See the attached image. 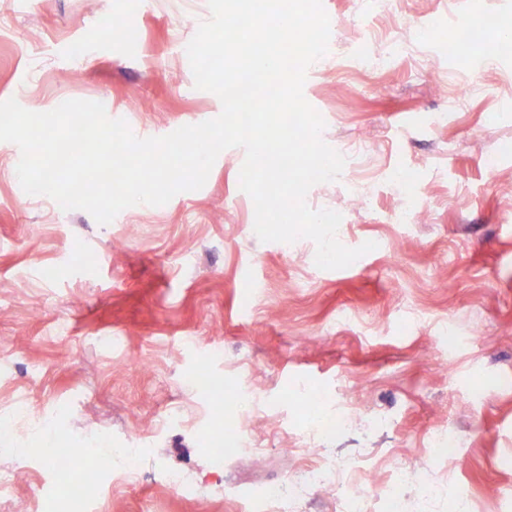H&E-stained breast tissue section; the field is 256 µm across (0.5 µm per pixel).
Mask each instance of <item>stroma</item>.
I'll use <instances>...</instances> for the list:
<instances>
[{
	"mask_svg": "<svg viewBox=\"0 0 512 512\" xmlns=\"http://www.w3.org/2000/svg\"><path fill=\"white\" fill-rule=\"evenodd\" d=\"M329 50L303 93L328 145H367L306 202L339 212V241L375 250L342 269L315 264L306 238L260 241L239 188L243 149L223 151L205 185L106 225L22 189L19 148L0 142V512H70L65 482L28 452L27 401L63 448L112 449L110 478L81 512H259L255 491L296 477L312 432L303 401L349 421L317 439L328 457L397 464L444 485L430 512H512V49L486 55L471 32L512 24V0H323ZM132 18L137 41L116 19ZM207 0H0V101L53 110L102 103L150 137L217 117L186 47ZM399 42L400 56L385 59ZM81 54H74V46ZM378 58L359 67L356 57ZM479 90L455 99L458 79ZM410 207L420 219L394 223ZM457 340H442L446 328ZM150 362L139 369L135 358ZM252 394L217 435L238 391ZM449 427L455 457L429 453ZM237 448L211 478L215 443ZM138 479L120 483L124 449ZM181 472L180 494L164 475Z\"/></svg>",
	"mask_w": 512,
	"mask_h": 512,
	"instance_id": "35a3bbf8",
	"label": "stroma"
}]
</instances>
